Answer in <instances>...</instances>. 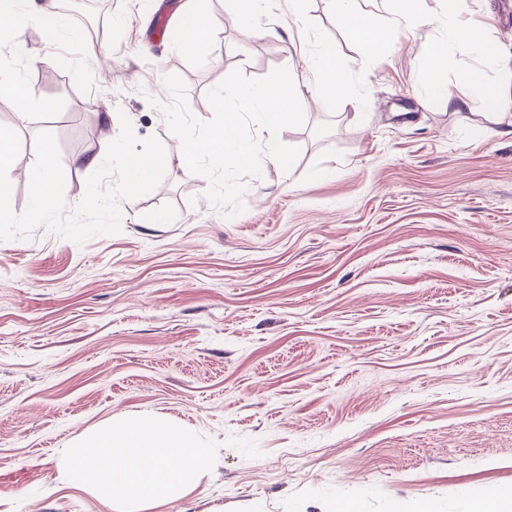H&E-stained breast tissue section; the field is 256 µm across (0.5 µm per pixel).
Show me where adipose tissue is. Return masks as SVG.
Here are the masks:
<instances>
[{
    "mask_svg": "<svg viewBox=\"0 0 512 512\" xmlns=\"http://www.w3.org/2000/svg\"><path fill=\"white\" fill-rule=\"evenodd\" d=\"M348 16V34L372 59L389 48L387 31L367 25L354 8L353 0H335ZM48 12L46 0H0V44L20 45L34 18ZM448 38L459 55L475 59V66L459 72L449 82L443 64V47L430 56L429 90L437 98L467 107L475 99L512 104V92L491 85L483 63L512 62V45L486 38L484 26L448 15ZM315 77L314 97L318 100L347 97L348 88L341 76L335 55L323 51L312 61ZM209 458L207 448L184 433L171 431L164 424L147 419L124 420L94 435L71 451L77 479L106 496L117 497L126 512H143L148 505L178 496L204 471Z\"/></svg>",
    "mask_w": 512,
    "mask_h": 512,
    "instance_id": "obj_1",
    "label": "adipose tissue"
}]
</instances>
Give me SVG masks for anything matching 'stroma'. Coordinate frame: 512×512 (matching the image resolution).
<instances>
[{
  "label": "stroma",
  "instance_id": "35a3bbf8",
  "mask_svg": "<svg viewBox=\"0 0 512 512\" xmlns=\"http://www.w3.org/2000/svg\"><path fill=\"white\" fill-rule=\"evenodd\" d=\"M95 2L103 41L72 26L48 42L47 15L0 50V69L55 111L7 96L0 111L22 141L55 135L67 209L89 175L74 158L103 149L121 117L162 141L166 176L121 201L117 234L79 244L41 226L0 241V512H120L74 479L68 450L140 418L211 450L195 484L151 512H472L512 488V136L490 105L428 92L446 39L429 15L448 0L385 23L377 62L332 0L296 16L272 0L253 25L236 0H208L223 26L203 57L177 42L186 0ZM460 6L512 42V0ZM324 49L348 99L282 129L300 150L291 170L264 161L244 212L225 218L149 96L179 75L208 120L207 94L232 70L285 67L307 87Z\"/></svg>",
  "mask_w": 512,
  "mask_h": 512
}]
</instances>
